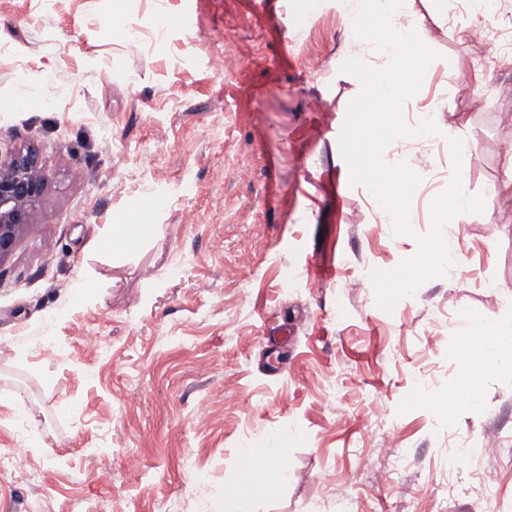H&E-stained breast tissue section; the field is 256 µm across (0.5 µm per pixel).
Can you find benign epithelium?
<instances>
[{"label":"benign epithelium","mask_w":512,"mask_h":512,"mask_svg":"<svg viewBox=\"0 0 512 512\" xmlns=\"http://www.w3.org/2000/svg\"><path fill=\"white\" fill-rule=\"evenodd\" d=\"M47 180L36 155L18 150L0 161V263L14 250L18 238L33 223Z\"/></svg>","instance_id":"obj_1"}]
</instances>
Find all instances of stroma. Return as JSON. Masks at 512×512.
<instances>
[{
    "instance_id": "obj_1",
    "label": "stroma",
    "mask_w": 512,
    "mask_h": 512,
    "mask_svg": "<svg viewBox=\"0 0 512 512\" xmlns=\"http://www.w3.org/2000/svg\"><path fill=\"white\" fill-rule=\"evenodd\" d=\"M311 6L295 31L291 0H0V158L32 150L47 177L0 263V451L26 448L0 469V512H211L246 448L277 449L288 476L223 512H483L482 481L512 512V365L477 404L448 399L463 316L512 312V59L476 86L466 0H407L437 57L403 115L434 111L439 130L398 148L420 178L398 235L339 149L361 90L340 70L349 22L340 0ZM225 51L241 65L215 75ZM454 138L472 146L467 194L491 206L456 224V277L386 313L354 282L417 253ZM132 197L156 231L115 258L98 241Z\"/></svg>"
}]
</instances>
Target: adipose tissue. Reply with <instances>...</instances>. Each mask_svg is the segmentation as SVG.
Masks as SVG:
<instances>
[{
	"instance_id": "adipose-tissue-1",
	"label": "adipose tissue",
	"mask_w": 512,
	"mask_h": 512,
	"mask_svg": "<svg viewBox=\"0 0 512 512\" xmlns=\"http://www.w3.org/2000/svg\"><path fill=\"white\" fill-rule=\"evenodd\" d=\"M154 232V225L132 216L111 225L101 246L119 256L151 238ZM464 324L467 340L462 354L463 384L467 391L475 393L485 375L501 368L503 355L512 352V319L468 317Z\"/></svg>"
}]
</instances>
